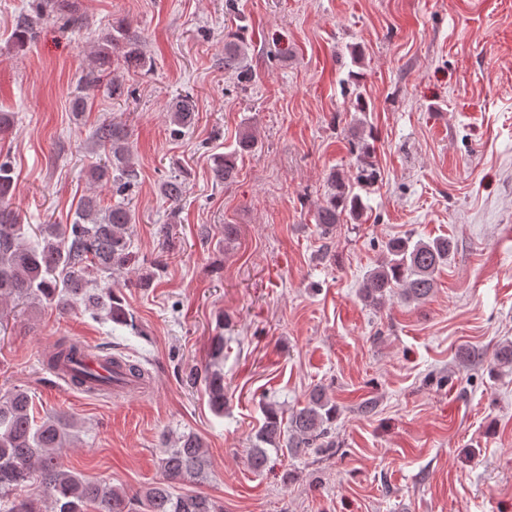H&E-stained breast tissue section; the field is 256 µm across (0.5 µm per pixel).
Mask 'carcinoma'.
Segmentation results:
<instances>
[{"label":"carcinoma","mask_w":512,"mask_h":512,"mask_svg":"<svg viewBox=\"0 0 512 512\" xmlns=\"http://www.w3.org/2000/svg\"><path fill=\"white\" fill-rule=\"evenodd\" d=\"M63 4L64 0H37L34 14L22 18L16 27L17 43H24L34 27L61 11ZM118 47L123 49L126 68L145 66L144 54L136 40L123 25L117 24L105 34L90 70L80 76L79 85L100 82L110 68L112 50ZM245 48L240 34H228L224 43V69L249 79L251 74L242 66ZM194 118V102L188 96L176 100L169 108V122L177 127H190ZM93 139L108 150V156L89 167L90 183L95 187L110 183L115 194L123 195L137 177L126 133L116 123L103 122L95 128ZM376 141L373 127L358 121V131L350 142L355 177L340 172L330 174L328 193L315 205L314 220L322 235L332 234L338 224H355L362 218L365 204L359 190L378 181L372 161ZM257 147V137L250 128H244L232 151L213 156L216 182L232 183L239 174L238 160L254 153ZM13 184L11 164L1 161L0 305L33 300L65 309L74 303L81 304L88 309L105 310L116 325L136 329L119 290L108 282L95 287L89 283V277L94 274H110L135 261L129 240L131 210L122 201L104 207L93 193L80 201L72 223L33 227L36 240L31 242L10 206ZM183 192V180L178 176L160 185L161 195L174 206L181 201ZM452 252L453 242L447 237L416 240L407 235L390 240L365 277L361 288L363 301L378 306L395 292L409 302L425 301L436 287L437 276ZM65 362L79 363V346L68 339L58 341L46 366L52 371ZM142 373V366L127 358L124 365L111 368L107 377L79 368L74 370V380L79 384L92 381L110 391L123 387L128 378ZM188 378L193 382L203 381L210 407L217 414L224 413L221 373L207 371L201 375L195 371ZM263 412L265 420L258 435L260 445L250 454L251 466L256 470L267 462L265 444L287 453L312 448L323 452L336 447V441L329 439L331 426L336 422V403L321 387L313 389L306 404L288 418L272 403L264 404ZM61 425V420L51 417L37 422L27 391L14 388L0 394V512H88L90 509L129 512L130 499L124 489L102 480H88L63 464ZM208 466L207 449L197 435L183 434L168 443L160 461L163 479L143 493L148 512H224L222 506L202 493L174 489L176 484L202 480ZM36 477L39 478L36 494L24 499L14 496V491L28 486Z\"/></svg>","instance_id":"cac0c4a2"}]
</instances>
